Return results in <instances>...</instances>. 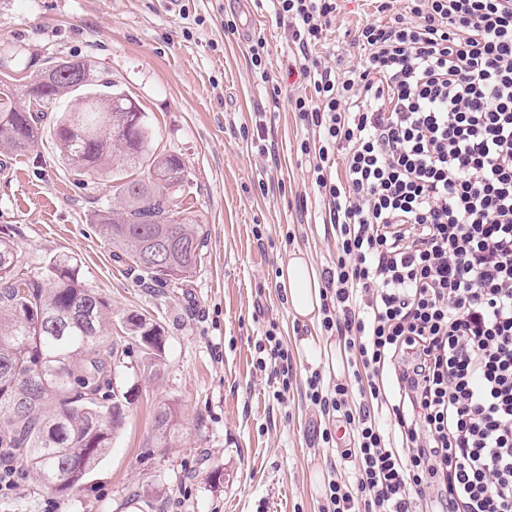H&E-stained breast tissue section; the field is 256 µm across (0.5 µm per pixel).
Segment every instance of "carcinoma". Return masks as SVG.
<instances>
[{
	"mask_svg": "<svg viewBox=\"0 0 512 512\" xmlns=\"http://www.w3.org/2000/svg\"><path fill=\"white\" fill-rule=\"evenodd\" d=\"M46 135L73 175L104 173L116 182L113 203L93 216L113 248L161 284L192 272L205 231L183 207L189 172L182 158L154 147L136 99L90 60L1 42L0 152L24 153ZM137 167L141 177L125 179ZM125 325L150 367L158 366L160 328L132 314ZM110 332L112 305L87 286L73 258L51 260L40 278L23 272L14 242L0 235V458L23 464L51 492L82 490L125 425V396L112 386ZM172 417L168 405L155 415L165 441Z\"/></svg>",
	"mask_w": 512,
	"mask_h": 512,
	"instance_id": "cac0c4a2",
	"label": "carcinoma"
}]
</instances>
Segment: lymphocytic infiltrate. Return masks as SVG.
<instances>
[{
    "label": "lymphocytic infiltrate",
    "mask_w": 512,
    "mask_h": 512,
    "mask_svg": "<svg viewBox=\"0 0 512 512\" xmlns=\"http://www.w3.org/2000/svg\"><path fill=\"white\" fill-rule=\"evenodd\" d=\"M407 2L358 28L364 58L341 73L311 55L336 0L275 3L336 241L321 327L350 373L307 379L352 463L331 467L321 512H512V0ZM255 365L284 401L277 326Z\"/></svg>",
    "instance_id": "obj_1"
}]
</instances>
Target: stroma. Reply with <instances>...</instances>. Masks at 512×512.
Returning <instances> with one entry per match:
<instances>
[{"label": "stroma", "instance_id": "obj_1", "mask_svg": "<svg viewBox=\"0 0 512 512\" xmlns=\"http://www.w3.org/2000/svg\"><path fill=\"white\" fill-rule=\"evenodd\" d=\"M389 19L374 0H336L326 39L312 54L357 64L356 29ZM259 40L262 76L250 63ZM3 41L91 60L130 92L158 150L184 160L189 206L207 240L190 274L157 284L130 258H116L91 221L112 199L109 179L76 181L48 137L8 157L0 168V228L11 232L32 275L66 254L108 298L113 387L131 393L132 404L82 491L56 494L27 477L0 497V512H318L340 451L312 439L323 416L305 397L306 380L325 363L308 360L301 341L326 337L319 323L291 313L280 275L296 251L322 272L336 260V242L299 151L312 134L292 109L304 87L288 71L295 49L271 0H0ZM259 121L274 154L251 144ZM130 314L166 336L158 372L123 328ZM272 322L292 355V388L282 403L271 378L254 367L255 344ZM163 404L176 412L167 444L155 424Z\"/></svg>", "mask_w": 512, "mask_h": 512}]
</instances>
